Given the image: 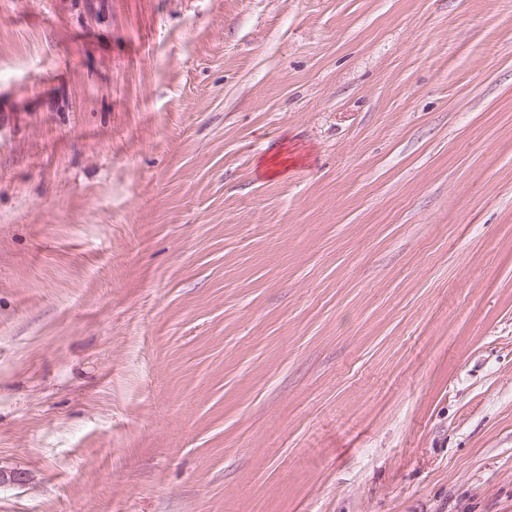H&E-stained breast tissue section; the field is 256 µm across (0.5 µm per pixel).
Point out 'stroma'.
Returning <instances> with one entry per match:
<instances>
[{"instance_id": "stroma-1", "label": "stroma", "mask_w": 512, "mask_h": 512, "mask_svg": "<svg viewBox=\"0 0 512 512\" xmlns=\"http://www.w3.org/2000/svg\"><path fill=\"white\" fill-rule=\"evenodd\" d=\"M0 468L512 512V0H0Z\"/></svg>"}]
</instances>
